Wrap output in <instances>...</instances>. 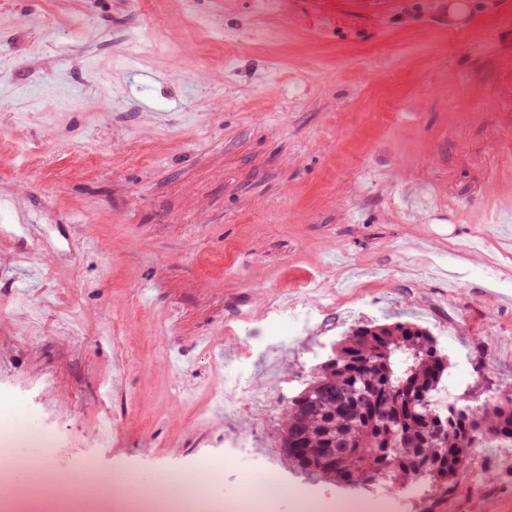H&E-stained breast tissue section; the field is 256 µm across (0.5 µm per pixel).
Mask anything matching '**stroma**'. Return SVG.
Here are the masks:
<instances>
[{"instance_id": "35a3bbf8", "label": "stroma", "mask_w": 512, "mask_h": 512, "mask_svg": "<svg viewBox=\"0 0 512 512\" xmlns=\"http://www.w3.org/2000/svg\"><path fill=\"white\" fill-rule=\"evenodd\" d=\"M449 22L446 0H0L11 469L50 432L76 491L208 460L212 493L267 477L294 512L350 495L289 468L279 425L358 326L426 328L440 401L512 385V0ZM246 366L270 404L233 393ZM474 456L450 502L395 512H512V447Z\"/></svg>"}]
</instances>
